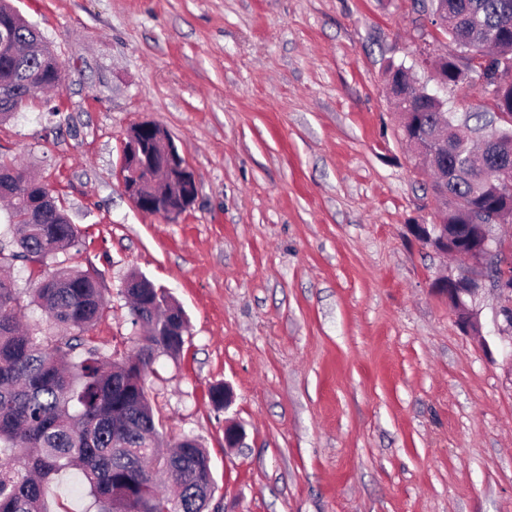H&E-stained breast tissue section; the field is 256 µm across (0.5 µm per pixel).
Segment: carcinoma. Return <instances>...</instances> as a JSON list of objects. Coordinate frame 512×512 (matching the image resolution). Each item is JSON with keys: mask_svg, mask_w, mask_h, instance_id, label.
<instances>
[{"mask_svg": "<svg viewBox=\"0 0 512 512\" xmlns=\"http://www.w3.org/2000/svg\"><path fill=\"white\" fill-rule=\"evenodd\" d=\"M443 33L459 56L448 59V87L472 77H501L499 109L512 111V0H436ZM0 31L16 51L0 50V121L26 108L43 88L63 80L62 69L39 31L0 0ZM39 40L38 53H26ZM411 122L401 132L411 136L434 124L448 127V151L431 163L445 181L448 242L481 241L487 226H469L461 202L485 211L512 208V195L499 190L494 176L478 168L481 149L469 125L433 98L412 107ZM496 142L512 150V122L492 130ZM0 154V198L10 202L9 223L17 226L12 260L31 265L34 278L29 304L39 308L64 333L42 336L22 328L26 308L14 280L0 274V512H49L46 489L57 476L77 470L95 512H206L215 481L208 454L194 440L177 441L160 451L163 422L138 382L161 355L176 359L185 337L152 336L151 344L127 358L103 362L87 339L108 310L99 276L49 259L79 249L76 226L51 191ZM45 209L43 224L28 223V214ZM134 298L128 305L131 324L164 315L168 293L143 275L132 274Z\"/></svg>", "mask_w": 512, "mask_h": 512, "instance_id": "cac0c4a2", "label": "carcinoma"}]
</instances>
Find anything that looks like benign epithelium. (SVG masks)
<instances>
[{"label":"benign epithelium","mask_w":512,"mask_h":512,"mask_svg":"<svg viewBox=\"0 0 512 512\" xmlns=\"http://www.w3.org/2000/svg\"><path fill=\"white\" fill-rule=\"evenodd\" d=\"M448 62V54L423 52L416 60V65L431 71L435 81V89L428 91L417 83L412 76L413 67H403L406 75L403 105L408 106L419 97H434L445 99L448 93V83L443 76L444 66ZM123 184L128 197L135 206L143 212L176 216L185 210L196 195V181L186 159L181 155L176 145L160 126L144 122L132 127L124 145ZM147 172V179L139 178L142 172ZM411 231L417 241L433 250L446 254L460 253L472 267L461 270L456 275L439 278L436 289L448 298L458 311V321L461 325L477 329L479 324L474 309L468 306V301L477 297L479 290L484 288L485 277L481 273L484 262L497 257L502 250V242L492 235L486 236L479 249L468 251L459 246L448 248V230L434 218L430 224H413ZM505 265L504 274L490 280V287L499 291L504 300L503 315L505 319L512 318V273ZM244 430L237 423H227L224 426V447L237 448L241 445Z\"/></svg>","instance_id":"benign-epithelium-1"}]
</instances>
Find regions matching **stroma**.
Listing matches in <instances>:
<instances>
[{
  "label": "stroma",
  "instance_id": "35a3bbf8",
  "mask_svg": "<svg viewBox=\"0 0 512 512\" xmlns=\"http://www.w3.org/2000/svg\"><path fill=\"white\" fill-rule=\"evenodd\" d=\"M64 80L0 123L48 185L109 314L103 357L136 344L120 293L144 274L190 323L145 385L165 438L197 437L219 512H512V329L483 288L480 334L433 284L461 258L416 243L439 203L400 137L388 64L452 53L420 0H10ZM166 129L197 194L176 219L124 192L126 134ZM234 399L216 407L212 387ZM243 425L240 447L224 425ZM49 512H86L63 473Z\"/></svg>",
  "mask_w": 512,
  "mask_h": 512
}]
</instances>
